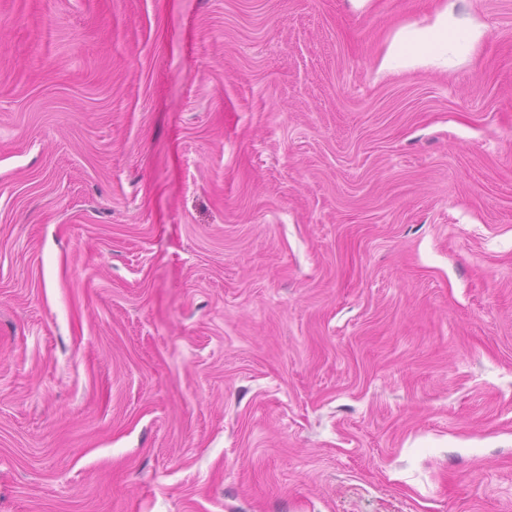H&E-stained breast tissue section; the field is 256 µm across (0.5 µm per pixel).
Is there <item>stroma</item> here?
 <instances>
[{"mask_svg": "<svg viewBox=\"0 0 512 512\" xmlns=\"http://www.w3.org/2000/svg\"><path fill=\"white\" fill-rule=\"evenodd\" d=\"M0 0V512H512V0ZM458 1H445L428 24L400 28L379 63L380 71L390 73L420 65L450 69L468 59L488 27L457 13Z\"/></svg>", "mask_w": 512, "mask_h": 512, "instance_id": "stroma-1", "label": "stroma"}]
</instances>
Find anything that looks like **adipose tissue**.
I'll return each mask as SVG.
<instances>
[{
    "instance_id": "1",
    "label": "adipose tissue",
    "mask_w": 512,
    "mask_h": 512,
    "mask_svg": "<svg viewBox=\"0 0 512 512\" xmlns=\"http://www.w3.org/2000/svg\"><path fill=\"white\" fill-rule=\"evenodd\" d=\"M458 0H446L432 22L400 28L382 57L379 68L395 72L426 65L450 69L468 59L487 28L456 11Z\"/></svg>"
}]
</instances>
